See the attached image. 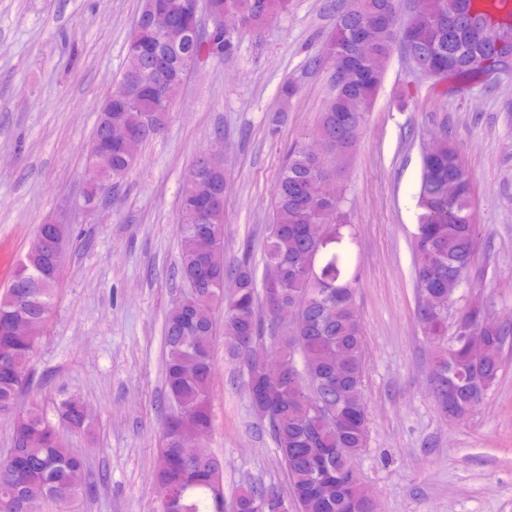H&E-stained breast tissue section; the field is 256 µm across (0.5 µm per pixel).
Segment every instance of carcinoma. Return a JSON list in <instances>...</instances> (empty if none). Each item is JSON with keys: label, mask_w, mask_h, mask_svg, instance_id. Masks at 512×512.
Instances as JSON below:
<instances>
[{"label": "carcinoma", "mask_w": 512, "mask_h": 512, "mask_svg": "<svg viewBox=\"0 0 512 512\" xmlns=\"http://www.w3.org/2000/svg\"><path fill=\"white\" fill-rule=\"evenodd\" d=\"M183 0H142L127 48L126 65L117 82L137 78L127 97L103 102L92 142L100 146L89 156L95 168L88 200L96 201L121 178L135 159L116 142L103 148L110 124L127 137L145 143L165 127L173 101L188 73L204 60L231 55L238 37H217L201 31L196 13L182 9ZM211 12L237 17L240 33L259 29L288 12L291 0H206ZM160 7L178 13L181 28L170 34L154 27ZM399 0H349L339 10L336 25L323 50L313 56V68L347 65L354 49L350 28L370 29V47L358 71L347 82H333L332 93L316 130L331 158H318L297 144L276 183L273 213L266 231L265 264L276 270L272 281L257 280L252 261L241 260L234 272L237 288L224 299V208H196L198 194L222 195L227 188L223 164L192 169L182 189L179 260L174 275L188 292L170 305L164 323V384L172 413L163 426L162 445L154 473L156 512H164L165 496L176 493L182 512H216L224 497V460L214 454L189 460L178 452V433L213 427L211 409L214 308L224 309V350L246 375V389L256 424L275 445L288 475L289 495L276 488L246 485L224 512H371L369 492L353 471L351 461L366 447L369 413L364 397L365 356L355 304L358 271H350L338 253L324 254V239L337 243L346 215L329 185L354 150L351 129L363 125L372 111L387 72L394 45L424 68L446 67L465 84L482 77L472 65L491 52L490 40L512 36V11L494 16L477 0H428L414 24H398ZM472 183L448 137L435 140L423 153L416 206L414 273L418 294L436 297L437 306L418 307L417 323L434 344L432 393L438 406H450L467 417L496 384L502 352L512 338V322L483 309L464 310L459 321L483 336L480 359L466 346L446 338L448 301L470 278L477 227L470 214ZM67 229L41 224L12 280L0 295V415L14 416L12 449L26 473L13 472L15 459L0 458V512H38L51 500L61 512L76 492L75 474L84 459L66 448L53 426L34 407L17 412L28 382V364L41 339L54 303ZM293 306L298 320L288 326L276 320L277 309ZM29 325L21 336L14 325ZM344 366L336 371V357ZM61 417L83 431L88 410L82 400L60 403Z\"/></svg>", "instance_id": "cac0c4a2"}]
</instances>
